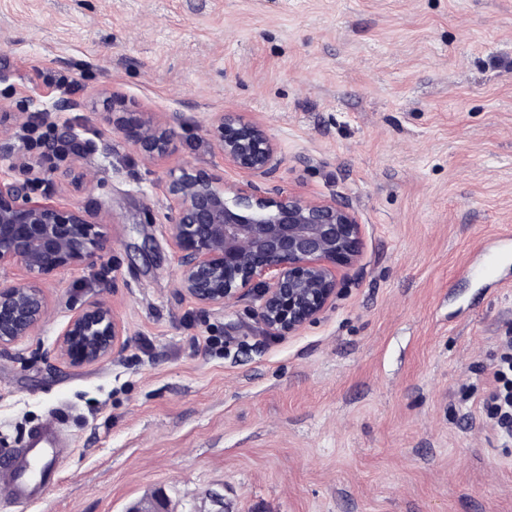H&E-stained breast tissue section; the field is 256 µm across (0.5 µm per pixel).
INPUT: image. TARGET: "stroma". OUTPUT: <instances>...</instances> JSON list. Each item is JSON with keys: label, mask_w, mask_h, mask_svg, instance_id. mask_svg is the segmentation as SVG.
<instances>
[{"label": "stroma", "mask_w": 512, "mask_h": 512, "mask_svg": "<svg viewBox=\"0 0 512 512\" xmlns=\"http://www.w3.org/2000/svg\"><path fill=\"white\" fill-rule=\"evenodd\" d=\"M115 98L169 123L157 161L101 122ZM217 112L276 142L260 185L362 226L358 263L295 333L177 286L170 174L243 179ZM45 113L85 147L30 196L110 247L48 277L46 322L0 352V440L54 418L69 442L60 482L23 508L0 487V512H512V443L459 401L512 330V264L472 269L512 230V0H0V136ZM94 299L127 342L75 367L59 335Z\"/></svg>", "instance_id": "obj_1"}]
</instances>
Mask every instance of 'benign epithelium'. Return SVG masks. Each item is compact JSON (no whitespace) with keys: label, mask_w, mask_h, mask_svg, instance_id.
<instances>
[{"label":"benign epithelium","mask_w":512,"mask_h":512,"mask_svg":"<svg viewBox=\"0 0 512 512\" xmlns=\"http://www.w3.org/2000/svg\"><path fill=\"white\" fill-rule=\"evenodd\" d=\"M168 133L147 120L133 138L152 163L164 153ZM209 134L224 160L244 172L262 176L276 170V145L256 123L219 113ZM17 168L44 174L23 148L0 141V265L15 262L26 271L20 281L0 280V351L45 322L50 301L43 280L93 266L108 247L102 225L82 211L32 201L29 179L4 183ZM166 194L178 288L202 307L235 303L254 291L265 336L294 333L318 319L336 291V265L359 260L361 225L334 200L270 191L251 180L230 197L210 177L188 168L170 174ZM125 335L111 306L96 299L70 318L59 352L75 366L106 362L122 349Z\"/></svg>","instance_id":"7a95c632"}]
</instances>
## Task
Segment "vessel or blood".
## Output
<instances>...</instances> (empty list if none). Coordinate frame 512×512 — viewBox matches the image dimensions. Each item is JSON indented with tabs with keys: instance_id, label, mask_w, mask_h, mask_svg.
<instances>
[{
	"instance_id": "1",
	"label": "vessel or blood",
	"mask_w": 512,
	"mask_h": 512,
	"mask_svg": "<svg viewBox=\"0 0 512 512\" xmlns=\"http://www.w3.org/2000/svg\"><path fill=\"white\" fill-rule=\"evenodd\" d=\"M512 260V249H487L477 271L491 277L501 265ZM62 429L49 421L32 429L18 446L0 448V485L7 486L15 505L22 506L43 496L60 479L58 460L63 454Z\"/></svg>"
}]
</instances>
